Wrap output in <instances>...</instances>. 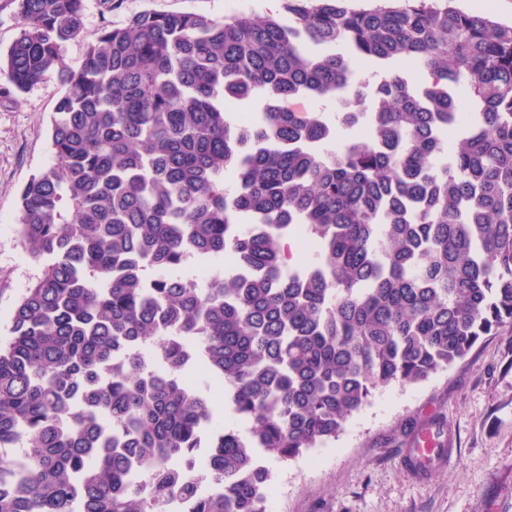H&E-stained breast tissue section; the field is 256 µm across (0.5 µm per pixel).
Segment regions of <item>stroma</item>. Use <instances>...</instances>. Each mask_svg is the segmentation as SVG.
<instances>
[{
    "label": "stroma",
    "instance_id": "stroma-1",
    "mask_svg": "<svg viewBox=\"0 0 512 512\" xmlns=\"http://www.w3.org/2000/svg\"><path fill=\"white\" fill-rule=\"evenodd\" d=\"M277 0H85L79 36L63 51L79 67L103 27L143 11L221 21L277 12ZM63 92L57 75L27 91L0 78V339L41 266L17 232L20 191L52 162L48 126ZM447 422L443 463L418 476L405 462L415 430ZM269 512H512V335L487 337L427 381L378 388L327 444L296 459L268 457Z\"/></svg>",
    "mask_w": 512,
    "mask_h": 512
}]
</instances>
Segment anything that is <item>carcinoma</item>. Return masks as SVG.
<instances>
[{"label":"carcinoma","instance_id":"cac0c4a2","mask_svg":"<svg viewBox=\"0 0 512 512\" xmlns=\"http://www.w3.org/2000/svg\"><path fill=\"white\" fill-rule=\"evenodd\" d=\"M16 2L0 75L64 93L20 192L42 270L0 341V512H267L260 455L512 334V25L456 0L142 12L73 69L84 0ZM197 359L247 435L184 382Z\"/></svg>","mask_w":512,"mask_h":512}]
</instances>
